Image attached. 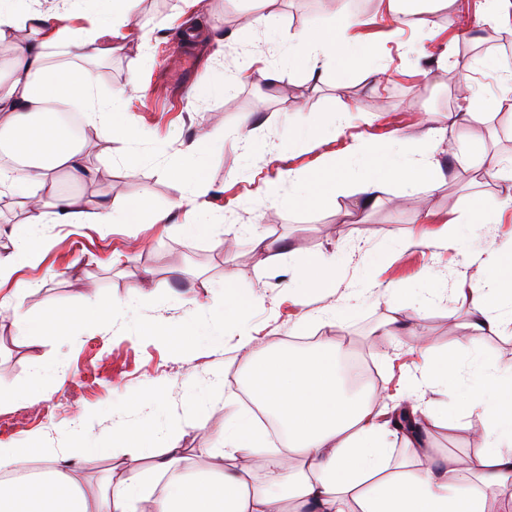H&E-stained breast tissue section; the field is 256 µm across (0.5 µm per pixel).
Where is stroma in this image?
Here are the masks:
<instances>
[{
    "label": "stroma",
    "mask_w": 512,
    "mask_h": 512,
    "mask_svg": "<svg viewBox=\"0 0 512 512\" xmlns=\"http://www.w3.org/2000/svg\"><path fill=\"white\" fill-rule=\"evenodd\" d=\"M483 0H435L424 38L411 19L386 16L384 0H374L356 30L363 48L346 70H292L278 64L274 47L288 46L300 32L331 23L338 0H275V31H243L251 0H205L213 26L207 36L195 33L183 0H136L134 27L145 40L95 64L96 92L111 97L114 89L136 80L140 93L128 98L132 141L94 133L96 147L84 158L88 173L74 181L59 176L56 189L82 200L111 201L113 210L147 197L155 210L168 214L164 224H48L32 263L12 282L0 287L10 295L15 283L27 284L23 304L31 312L49 305L73 312L87 289H95L103 315L92 328L72 327L66 335L28 342L16 338L10 320H0V384L21 391L39 387L45 371L61 369L58 386L41 389L35 406L25 402L0 406V418L26 410L27 420L2 442L27 445L39 438L44 446L61 448L73 431L77 412L95 411L86 446H106L113 430H143L156 447L177 439L194 470L211 466L208 453L224 427L243 407L234 375L242 362L232 337L222 351L176 352L167 342L141 340L134 332L143 325H178L187 333L206 331L212 313L224 305V293L251 296L241 316L258 347L279 346L288 339L312 334V322L288 299L286 285L308 260L336 252V285L314 293L310 311L336 320L321 336L346 343L370 356L379 384L393 388L420 375L423 361L411 352L408 337L396 344L372 347L370 338L382 322L396 317L428 336L436 352L452 351L469 320V304L456 286L463 273H475L481 252L512 250V209L501 205L512 194V183L494 177L474 181L462 172H443L436 191L421 188L435 222L465 218L481 210L487 222L465 237L458 249L425 246L392 253L388 241L420 235L426 225L399 206L400 186L363 211L344 217L358 200L356 180L336 198L335 209L294 205L268 198L267 181L281 180L294 195L297 175L341 162L356 173L363 149L390 143L411 153L429 142L431 128L457 111L451 88L468 84L483 98L500 95L508 86L500 64L512 62V23L483 22ZM447 46L449 60H428L438 46ZM474 58L481 65L461 70L455 59ZM250 61L247 77L221 95L192 99L197 86ZM275 69L271 85L257 84L259 71ZM348 119L336 134L326 128L334 113ZM242 129L254 150L232 145L209 148L205 158L210 191L207 200L221 218L216 235L187 237L176 232L189 215L169 167L192 151L206 135ZM471 147L512 166V114L493 112L471 125ZM136 155L138 168L129 171L124 159ZM285 243L279 259H261L248 241L251 230ZM151 288L134 297L143 275ZM374 275L376 288L357 292L364 275ZM162 397H155V384ZM468 388L453 384L447 404H435L434 418L424 425L436 457H461L480 446L475 424L468 419L448 424L447 413L461 412Z\"/></svg>",
    "instance_id": "1"
}]
</instances>
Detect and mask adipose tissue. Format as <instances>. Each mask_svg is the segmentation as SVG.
I'll list each match as a JSON object with an SVG mask.
<instances>
[{
	"label": "adipose tissue",
	"instance_id": "1",
	"mask_svg": "<svg viewBox=\"0 0 512 512\" xmlns=\"http://www.w3.org/2000/svg\"><path fill=\"white\" fill-rule=\"evenodd\" d=\"M99 3L102 10L111 11L110 21L86 28L59 26L53 15L31 9L29 0H0V38L19 28L33 34L32 40L16 44L8 65L0 67V132L9 137L13 155L25 161L20 169L0 167V195L49 190L62 169L80 171L89 141L71 140L50 123L52 105L82 103L88 127L117 134L116 119L139 85L134 82L115 90L111 99H97L88 65L132 37L133 0ZM357 24L355 17L343 15L299 33L297 48L282 50V65L325 70L335 67L337 58H353L359 48L349 32ZM53 44L67 47L79 65L49 64L45 50ZM463 104V111L445 116L425 151L392 156L370 171L358 185L363 205L378 201L396 181L419 221H428L417 188L437 171L440 144L464 140L469 124L485 112H512V90L492 101L470 90ZM201 157L194 152L169 170L174 183L196 201L189 222L177 227L190 236L214 233L218 225L217 215L202 202L208 185ZM148 212L155 223L167 219L142 200L119 215L111 206L62 196L33 204L22 231L14 235V252L0 257V283L34 257L42 225L137 224ZM477 266L493 276L483 285L468 283L470 333L459 348L469 358L433 356L426 373L407 391L402 411L412 418V429L399 426L400 410L385 396L344 391L339 375L343 343L319 339L305 352L283 346L254 349L240 320L246 300L231 294L213 324L214 342L220 347L225 335L236 336L235 350L244 360L238 381L251 387L265 410L279 416L287 435L283 450L267 451L264 432L248 414L238 415L225 428L223 443L211 451L215 464L209 473L189 474L176 443L159 454L149 444L127 447L125 437L117 436L105 450L114 467L98 492L90 493L74 476L75 463L90 453L80 431L91 419L82 411L77 415L79 430L71 434L66 451L39 449L45 462L40 479L2 481V474L24 470L29 459L15 446L0 442V512H485L480 493L484 487L496 491L499 512H512V364L487 363L481 350L485 334L512 323V309L504 307L512 301V254L485 252ZM335 273V255H318L295 275L288 292L296 305L306 307L313 290L333 287ZM0 317L12 321L18 336L31 340L72 326L57 309L34 314L10 296L0 298ZM467 371L478 390L468 400L465 416L479 423L481 445L463 465H441L431 456L423 424L432 414V394L461 381ZM393 436L413 455L396 474L389 471Z\"/></svg>",
	"mask_w": 512,
	"mask_h": 512
}]
</instances>
